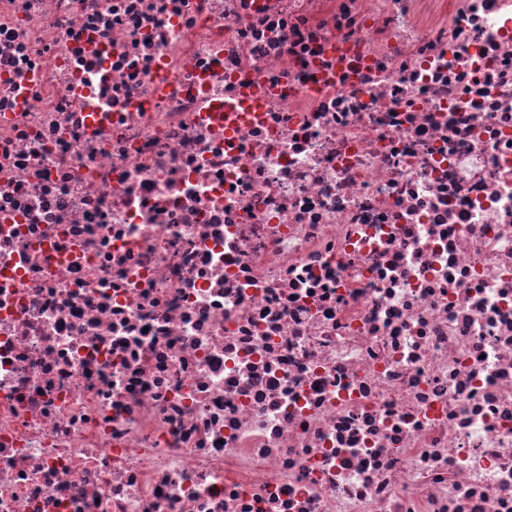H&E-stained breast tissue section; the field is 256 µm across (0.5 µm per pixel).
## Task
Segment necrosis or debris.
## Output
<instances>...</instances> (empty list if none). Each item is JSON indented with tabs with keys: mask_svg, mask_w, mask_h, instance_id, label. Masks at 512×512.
<instances>
[{
	"mask_svg": "<svg viewBox=\"0 0 512 512\" xmlns=\"http://www.w3.org/2000/svg\"><path fill=\"white\" fill-rule=\"evenodd\" d=\"M0 512H512V0H0Z\"/></svg>",
	"mask_w": 512,
	"mask_h": 512,
	"instance_id": "necrosis-or-debris-1",
	"label": "necrosis or debris"
}]
</instances>
